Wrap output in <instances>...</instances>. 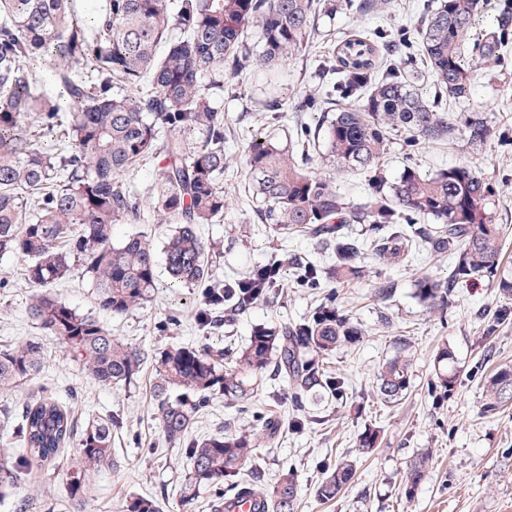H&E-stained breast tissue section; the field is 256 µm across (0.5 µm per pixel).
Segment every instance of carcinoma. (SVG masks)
<instances>
[{"label":"carcinoma","mask_w":512,"mask_h":512,"mask_svg":"<svg viewBox=\"0 0 512 512\" xmlns=\"http://www.w3.org/2000/svg\"><path fill=\"white\" fill-rule=\"evenodd\" d=\"M486 0H440L427 10L415 41L390 39L379 46L369 35L336 45V81L324 84L296 105L324 110L329 162L368 177L364 196L349 201L308 167L315 145L304 128L292 144L254 137L246 149L247 175L260 202L264 223L276 230L298 229L326 244L330 264L302 270V280L321 276L350 283L362 273L367 239L345 231L366 225L375 235L374 254L402 264L422 242L455 258L445 281L422 277L415 296L431 312H446L454 284L492 279L512 297V277L501 271L502 227L492 223L486 204L491 190L465 163L423 175L407 166L393 181L379 171L390 133L406 135L411 147L452 139L457 131L482 144L490 128L480 118L448 121L440 97L469 100L474 73L505 47L512 28L507 10L481 32L476 22ZM316 0H100L85 22L77 0H0V256L21 257L24 277L42 292L27 314L44 336L58 340L71 360L99 385L131 386L140 377L145 353L112 335L96 317L82 313L44 288L67 279L80 263L94 285L99 309L122 316L140 307L157 288V253L144 235L112 241V225L137 224L143 216L140 193L124 176L140 162L164 156L153 194L155 208L175 224L163 250L173 282L205 288L209 306L232 317L278 287L281 263L273 261L226 286L212 284L210 246L200 226L224 214V74L260 66L277 69L307 46ZM256 24L260 48L244 44V28ZM41 65L60 95L44 87ZM421 66L432 73L438 94L429 100L414 85ZM60 128L68 151L42 146L45 134ZM197 136L188 146L186 135ZM430 218L434 225L409 235L401 223ZM363 330L336 307V293L299 322L261 325L248 342L224 353L215 347L170 345L155 354L151 387L154 415L165 440L184 449L190 476L184 505L207 488L226 486L236 495L260 498L267 512H294L297 475L281 470L268 484L245 472L267 434L220 431L188 439L195 416L213 396L229 404L247 403L263 389L268 370L288 381L302 407L316 392L336 400L346 395L342 378L324 362L355 344ZM453 351L443 344L435 355L431 392L444 398L457 373ZM45 368L39 340L0 349V392L33 379ZM413 359L405 343L378 370L377 394L396 404L411 391ZM485 412L512 404V367H497L486 380ZM19 447L0 455V497L18 481L29 460L51 464L71 436L80 434L75 473L68 484L73 500L86 495L85 475L120 466L112 435L116 418L92 419L77 428L74 406L39 394L17 414ZM378 427L360 435L355 457L339 456L317 485L321 503L335 499L351 483L356 459L378 448ZM429 455L410 464L404 493L421 484ZM121 512H161L153 495L125 499Z\"/></svg>","instance_id":"carcinoma-1"}]
</instances>
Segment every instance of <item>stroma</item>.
<instances>
[{"instance_id":"stroma-1","label":"stroma","mask_w":512,"mask_h":512,"mask_svg":"<svg viewBox=\"0 0 512 512\" xmlns=\"http://www.w3.org/2000/svg\"><path fill=\"white\" fill-rule=\"evenodd\" d=\"M427 2L388 0L387 7L376 13L345 8L332 16L319 15L306 50L290 57L280 70L254 68L232 78L235 90L225 93L223 101L229 126L223 179L226 209L214 223L202 225L201 233L212 245L216 281L245 277L276 254L285 261L281 291L253 304L235 321L208 327L199 322L202 289L172 283L162 267L157 270L152 300L119 317L99 311L94 287L82 267L52 285L51 293L81 312L97 315L113 335L149 355L175 344L234 348L245 344L259 325L308 317L320 304L323 291L297 287L293 274L300 265L327 266L329 253L301 232L278 235L260 222L259 205L248 188L244 147L257 134L286 140L298 121L318 126V113L299 114L292 107L321 86V69L333 64L337 42L364 32L416 29ZM274 98L288 101L289 111L276 117L268 113L264 103ZM446 108L452 120L480 116L490 127L491 138L481 145L462 139L431 141L411 154L401 137L394 136L382 167L391 179L408 165L424 174L455 163L474 167L491 187L488 208L494 223L504 228V267L512 273V40L499 57L481 65L471 100L450 101ZM158 175L159 163L154 159L127 174V182L142 195L144 220L115 225L114 241L144 233L155 248L163 247L171 226L160 221L154 208L151 190ZM23 266L20 257H0V349L40 338L46 367L37 379L0 395V452L17 445L14 414L45 388L61 401H73L78 423L109 414L122 420L113 437L121 465L87 475L84 501L71 500L66 489L79 446L78 438H71L55 464L20 476L14 492L0 500V512H121L122 502L136 494L159 496L162 512H183L181 493L190 464L182 449L165 443L153 419L150 369H143L138 382L129 387L105 388L82 373L63 345L53 337L39 336L29 319L26 309L36 289L25 280ZM453 267L452 259L435 255L422 244L401 267L385 265L374 253H367L361 279L336 287L339 310L364 331L359 344L338 349L329 363L330 371L347 384V402L324 397L307 401L305 410L317 415L318 423L299 433L289 432L288 422L297 411L286 382L270 374L250 411H238L223 397H213L197 415L191 438L222 430L249 431L259 426L257 413L273 415L278 431L260 449L254 467L268 482L284 468L297 470L295 512H512V406L493 415L482 411L489 372L504 363L512 365V320L501 324L493 338H486L488 321L505 303L486 280L458 284L446 314L426 310L414 296L419 278L444 280ZM400 337L407 340L414 360L413 388L402 401L389 405L377 395L376 375ZM444 343L454 352L459 379L453 393L436 404L428 384L435 352ZM368 426L380 427L379 448L359 461L352 482L336 500L319 503L315 490L324 465L354 452L358 436ZM423 454L429 457L425 477L413 495H405L402 476ZM42 479L51 484L50 499L29 498L28 485Z\"/></svg>"}]
</instances>
